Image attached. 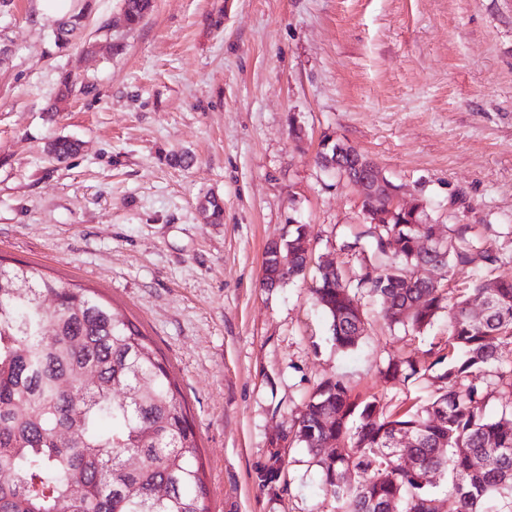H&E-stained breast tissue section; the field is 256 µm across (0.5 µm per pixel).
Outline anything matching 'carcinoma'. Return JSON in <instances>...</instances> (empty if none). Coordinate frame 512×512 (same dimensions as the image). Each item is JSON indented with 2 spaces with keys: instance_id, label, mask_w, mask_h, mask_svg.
<instances>
[{
  "instance_id": "carcinoma-1",
  "label": "carcinoma",
  "mask_w": 512,
  "mask_h": 512,
  "mask_svg": "<svg viewBox=\"0 0 512 512\" xmlns=\"http://www.w3.org/2000/svg\"><path fill=\"white\" fill-rule=\"evenodd\" d=\"M152 0H122L126 25L136 26ZM83 16L61 19L55 42L65 44ZM79 149L57 138L50 158L62 163ZM366 155L356 149L339 157L336 174L357 172ZM422 203L405 210L386 196L364 199L361 210L383 216L384 230L371 224L372 262L359 274L382 304L385 319L414 332L448 310V360L437 375L432 401L417 409L386 413L377 399L359 402L338 378L320 383L297 418L296 435L317 458L336 512H435V486L427 475L441 471L455 512H512V406L486 414L495 394H512V365L500 346L512 341V276L478 279L470 294L456 297L414 277L408 260L419 240L435 252L438 225L415 223ZM393 231L401 253L383 237ZM461 226L447 237V263L476 270L502 262L476 246ZM295 224L281 240L290 257L288 275L273 259L263 260L262 285L276 288L304 275L303 236ZM56 296L49 309L42 300ZM316 304L329 320L336 347H357L367 331L356 292L338 267H317ZM489 299L477 321L472 300ZM420 303L423 311L405 322L401 311ZM421 373L409 359L387 363V377L408 380ZM415 437L416 466L406 468L389 447L401 434ZM342 435L347 446L321 455L323 445ZM358 480L348 488L346 470ZM198 437L186 402L150 338L124 313L93 290L65 286L29 264L0 262V512H211Z\"/></svg>"
}]
</instances>
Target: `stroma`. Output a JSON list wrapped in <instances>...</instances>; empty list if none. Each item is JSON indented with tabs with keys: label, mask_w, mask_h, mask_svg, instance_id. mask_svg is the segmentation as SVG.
Segmentation results:
<instances>
[{
	"label": "stroma",
	"mask_w": 512,
	"mask_h": 512,
	"mask_svg": "<svg viewBox=\"0 0 512 512\" xmlns=\"http://www.w3.org/2000/svg\"><path fill=\"white\" fill-rule=\"evenodd\" d=\"M40 0L0 9V259L97 290L151 336L199 435L212 512H333L294 422L343 377L390 410L427 401L430 352L359 291L368 332L336 348L318 263L347 279L366 231L358 186L320 168L324 137L368 155L430 223L467 226L512 274V0H73L56 44ZM112 24V52H90ZM76 91L56 100L62 75ZM77 141L65 163L48 144ZM224 209L207 220L209 198ZM309 229L304 278L262 285L266 244ZM413 357L401 383L380 364Z\"/></svg>",
	"instance_id": "stroma-1"
}]
</instances>
